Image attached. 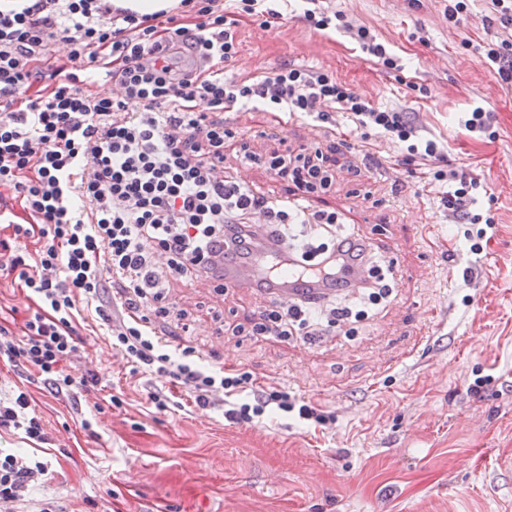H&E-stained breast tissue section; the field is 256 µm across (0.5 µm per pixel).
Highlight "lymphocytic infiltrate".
<instances>
[{
    "mask_svg": "<svg viewBox=\"0 0 512 512\" xmlns=\"http://www.w3.org/2000/svg\"><path fill=\"white\" fill-rule=\"evenodd\" d=\"M304 16L319 30L335 27L352 35L362 54L388 70H400L370 27L343 12L326 16L321 0H307ZM482 24L497 25L493 41L480 48L484 65L512 85V0H480ZM264 0H181L193 16H112L98 0H35L22 10H0V223L15 236L39 239L34 252L8 255L0 274L17 275L37 310L22 339L0 338V357L30 367L57 394L94 390L95 371L73 373L77 327L92 320L103 326L113 348L144 374L161 378L147 401L157 411L179 410L174 387L188 390L200 409L221 411L239 426L262 423L272 414L328 429L332 413L275 383H260L250 372L210 365L195 348L168 349L150 329L148 309L163 299L168 278L190 280L224 262L252 253L259 234L273 244L274 277L284 264L314 276H344L362 259L351 235L331 243L290 247L291 224L339 223L333 210H311L314 194L333 176L324 156L299 152L257 155L242 149V164H263L274 178L292 182L290 200L221 178L224 144L232 138L219 114L235 106H262L312 122H331L342 113L353 130H371L422 161L442 187L439 202L449 223L466 225L471 254H482L493 217L476 211L484 183L460 167L444 168L443 143L400 109L375 107L333 72L285 65L250 78L226 75L225 62L238 52L235 29L241 16L263 15V27L279 19ZM66 14L70 25L58 23ZM65 64L46 63L55 46ZM103 71L121 88L103 97L80 80L79 71ZM206 111H198L197 101ZM27 221L15 223L17 212ZM263 215L264 224L253 223ZM163 256L157 268L155 256ZM370 281L360 308L330 306L312 316L307 303H279L265 310L252 332L288 339L345 327L358 335L368 306L386 300L391 289L383 268L370 264ZM120 282L107 296V280ZM26 393L0 401V428L23 431L46 444L50 436L29 410ZM47 472L44 462L0 450V502L22 504Z\"/></svg>",
    "mask_w": 512,
    "mask_h": 512,
    "instance_id": "lymphocytic-infiltrate-1",
    "label": "lymphocytic infiltrate"
}]
</instances>
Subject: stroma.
Returning a JSON list of instances; mask_svg holds the SVG:
<instances>
[{"label":"stroma","instance_id":"obj_1","mask_svg":"<svg viewBox=\"0 0 512 512\" xmlns=\"http://www.w3.org/2000/svg\"><path fill=\"white\" fill-rule=\"evenodd\" d=\"M332 9L371 26L405 68L384 71L345 34L310 27L288 0L257 39L258 23L238 28L227 75L249 78L282 65L332 71L380 108L414 113L447 146L451 164L487 185L483 214L495 226L481 256L468 252L464 225L439 206L440 187L420 162L376 137L347 134L263 108H232L224 126V174L284 200L293 188L264 168L242 166L237 149L258 153L320 150L334 165L314 209L333 210L375 246L393 272V293L359 335L312 341L251 335L272 304L247 287L216 293L199 275L171 283L172 316L150 327L174 348H195L210 365L251 372L331 412L314 432L284 419L255 426L225 422L216 410L185 404L157 412L149 386L130 374L107 337L82 333L75 371L95 361L98 391L54 395L34 369L0 360V399L26 392L52 437L38 446L0 429V448L48 464L32 501L62 512H512V87L485 68L463 38H483L478 19L453 26L441 0H333ZM477 106L493 112L494 136L472 139L456 123ZM471 280H464L466 268ZM492 375L481 393L469 390ZM123 399L110 405L109 396Z\"/></svg>","mask_w":512,"mask_h":512}]
</instances>
